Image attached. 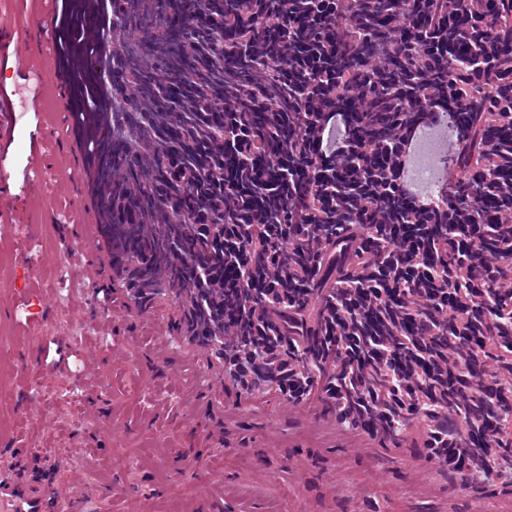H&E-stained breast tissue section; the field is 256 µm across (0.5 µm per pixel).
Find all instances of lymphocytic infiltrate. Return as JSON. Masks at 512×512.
Listing matches in <instances>:
<instances>
[{
    "label": "lymphocytic infiltrate",
    "mask_w": 512,
    "mask_h": 512,
    "mask_svg": "<svg viewBox=\"0 0 512 512\" xmlns=\"http://www.w3.org/2000/svg\"><path fill=\"white\" fill-rule=\"evenodd\" d=\"M94 2L89 18L52 0L79 98L63 122L90 158L94 118L133 109L124 63L167 70L159 7L217 33L224 98L203 105L223 115V153L185 174L208 197L179 218L224 227V320L252 335L224 352L236 386L320 399L341 431L396 448L417 437L465 486L511 485L512 437L468 417L444 350L512 334V0H224L219 16L209 0ZM427 143L447 171L432 191ZM313 336L330 339L317 370L299 358Z\"/></svg>",
    "instance_id": "lymphocytic-infiltrate-1"
}]
</instances>
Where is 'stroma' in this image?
<instances>
[{
	"instance_id": "obj_1",
	"label": "stroma",
	"mask_w": 512,
	"mask_h": 512,
	"mask_svg": "<svg viewBox=\"0 0 512 512\" xmlns=\"http://www.w3.org/2000/svg\"><path fill=\"white\" fill-rule=\"evenodd\" d=\"M47 16L43 0H0L18 36L0 96L41 89L0 163V472L34 482L44 510L68 495L75 512H512L510 486L461 487L413 445L351 441L323 403L289 414L277 393L237 388L169 295L130 299L93 170L62 154L79 147L51 88L64 75L29 44Z\"/></svg>"
}]
</instances>
